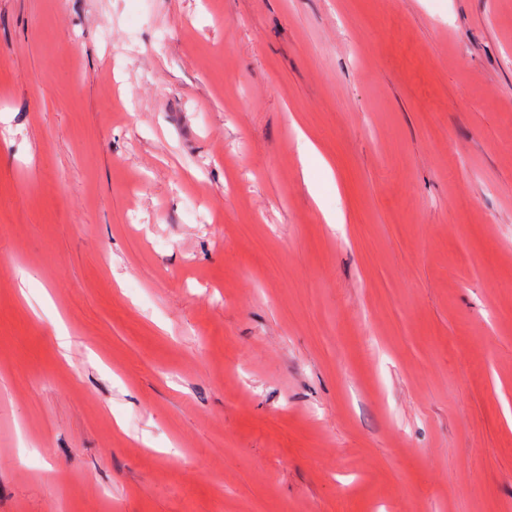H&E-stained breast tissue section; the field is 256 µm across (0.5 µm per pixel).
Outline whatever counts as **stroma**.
Wrapping results in <instances>:
<instances>
[{"instance_id": "stroma-1", "label": "stroma", "mask_w": 512, "mask_h": 512, "mask_svg": "<svg viewBox=\"0 0 512 512\" xmlns=\"http://www.w3.org/2000/svg\"><path fill=\"white\" fill-rule=\"evenodd\" d=\"M511 413L512 0H0V512H512Z\"/></svg>"}]
</instances>
